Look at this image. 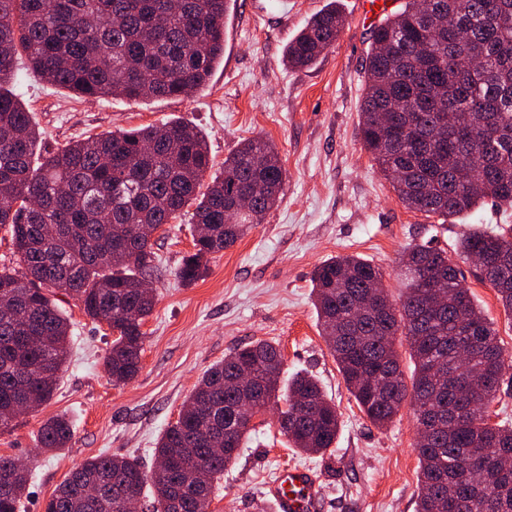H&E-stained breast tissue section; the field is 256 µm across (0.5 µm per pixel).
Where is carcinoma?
Returning <instances> with one entry per match:
<instances>
[{"mask_svg": "<svg viewBox=\"0 0 512 512\" xmlns=\"http://www.w3.org/2000/svg\"><path fill=\"white\" fill-rule=\"evenodd\" d=\"M231 0H0V228H7L23 271L0 270V430L16 405L35 410L55 391L66 356L69 320L55 295L81 304L114 339L104 366L116 383L139 371L154 307L142 284L158 269L143 224L190 215L194 250L176 269L182 284L203 276L209 256L243 237L280 200L285 170L275 145L247 138L213 168L202 131L167 121L88 136L39 154L31 113L4 86L16 60L49 84L83 99L147 102L202 89L224 57ZM343 28L336 2L288 44L285 61L310 67ZM365 150L410 209L446 219L490 198L512 206V0H403L372 26L361 104ZM251 214L239 212V198ZM60 224L47 239L42 225ZM460 257L477 256L479 277L512 317V228L473 231ZM399 301L382 269L356 255L333 256L312 275L322 335L346 389L375 426L405 402L415 425H437L416 443L417 512H512V426L489 414L506 369L494 323L472 300L448 252L414 244L401 258ZM414 364L401 370L395 341ZM243 367L261 382L256 412L278 406L289 447L323 455L336 444L340 415L319 381L297 373L281 387L283 358L267 341L224 357L198 381L155 448L162 468L108 455L77 467L45 512H124L123 494L149 499L151 512H208L224 468L250 429L237 424L239 397L225 383ZM73 429L47 419L39 447L65 448ZM483 472L472 475L470 462ZM0 512H20L28 469L0 455Z\"/></svg>", "mask_w": 512, "mask_h": 512, "instance_id": "carcinoma-1", "label": "carcinoma"}]
</instances>
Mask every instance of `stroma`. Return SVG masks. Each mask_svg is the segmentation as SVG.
Returning a JSON list of instances; mask_svg holds the SVG:
<instances>
[{
	"label": "stroma",
	"mask_w": 512,
	"mask_h": 512,
	"mask_svg": "<svg viewBox=\"0 0 512 512\" xmlns=\"http://www.w3.org/2000/svg\"><path fill=\"white\" fill-rule=\"evenodd\" d=\"M331 2L344 18L336 42L315 65L288 67L286 45ZM370 28L356 0H235L224 61L208 85L187 98L148 103L80 99L19 62L10 89L31 113L45 149L171 120L207 135L214 171L243 139L258 135L275 144L285 169L278 204L235 244L213 254L205 277L191 286H183L175 271L193 249V227L185 218L164 225L155 242L156 305L142 327L140 369L128 383L113 384L104 368L113 339L108 326L92 322L77 301L62 299L71 340L54 396L0 432V455L30 466L21 512H45L55 489L89 458L131 456L152 468L158 438L196 382L234 349L257 340L279 346L285 375L306 371L319 380L341 414L340 432L325 455L298 454L279 433L273 411L257 414L209 512H277L268 483L292 464L318 474L310 512H416L412 406L404 404L384 428L359 411L322 336L311 276L322 261L355 254L381 267L386 287L399 297V258L408 245L431 244L457 258L458 240L468 230L512 227V207L488 200L445 220L399 200L361 140ZM461 269L474 302L494 322L505 356L512 357V317L471 263ZM55 415L69 419L73 437L68 447L46 453L36 435Z\"/></svg>",
	"instance_id": "obj_1"
}]
</instances>
